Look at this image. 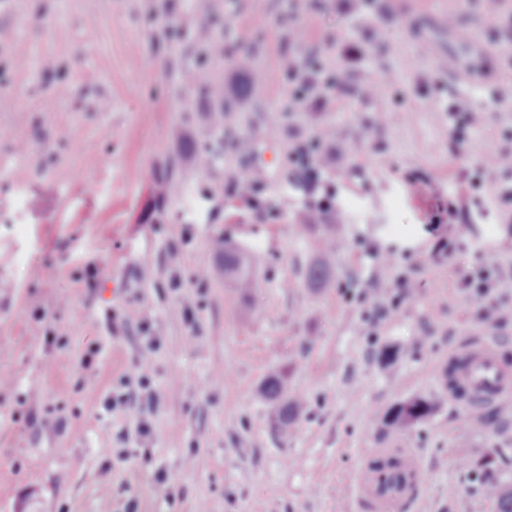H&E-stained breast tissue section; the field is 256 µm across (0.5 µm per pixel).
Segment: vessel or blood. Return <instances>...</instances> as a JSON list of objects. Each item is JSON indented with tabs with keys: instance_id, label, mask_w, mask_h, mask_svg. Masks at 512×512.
<instances>
[{
	"instance_id": "obj_1",
	"label": "vessel or blood",
	"mask_w": 512,
	"mask_h": 512,
	"mask_svg": "<svg viewBox=\"0 0 512 512\" xmlns=\"http://www.w3.org/2000/svg\"><path fill=\"white\" fill-rule=\"evenodd\" d=\"M461 361L460 392H449L451 403L467 407H498L512 402V365L499 354L497 343L479 334L468 346L448 353ZM367 455L396 457L392 466L376 468L368 463L357 470L347 492L356 512H420L425 496V474L415 449L371 448Z\"/></svg>"
}]
</instances>
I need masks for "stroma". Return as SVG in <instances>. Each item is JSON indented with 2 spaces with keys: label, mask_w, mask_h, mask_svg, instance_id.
Segmentation results:
<instances>
[{
  "label": "stroma",
  "mask_w": 512,
  "mask_h": 512,
  "mask_svg": "<svg viewBox=\"0 0 512 512\" xmlns=\"http://www.w3.org/2000/svg\"><path fill=\"white\" fill-rule=\"evenodd\" d=\"M222 60L183 35L200 0H7L0 28V512H354L346 489L367 448L416 449L427 475L424 512H496L474 476L482 448L500 451L496 480L512 484V406L468 409L441 395L450 350L479 328L459 280L476 258L512 266V209L486 186L470 199L481 158L504 146L512 102L495 108L485 84L436 66L493 54L512 70V0L491 28L483 0H216ZM471 30L459 48L441 18ZM378 42L345 59L346 42ZM343 70L330 112L290 105L297 56ZM224 80V101L200 96L183 69ZM461 94L485 113L456 149L442 106ZM264 153L261 193L275 216L231 196L248 157L214 127ZM335 132L323 188L336 208L311 213L292 175L299 143ZM183 174L167 196L168 171ZM462 209L439 223L438 201ZM246 253L248 294L220 273L213 242ZM469 249L438 255L445 243ZM182 248V288L169 244ZM335 251L329 281L305 273ZM408 274L412 295L376 337L363 334L375 256ZM111 279L89 284V271ZM194 323L184 319L185 308ZM161 346L162 394L147 455L115 463L131 427L102 399L138 377L139 327ZM396 349L388 367L379 350ZM92 355L91 367L82 358ZM286 376L305 415L288 438L270 428L264 379ZM434 393L431 417L408 431L383 426L397 401ZM62 419L61 430L42 420ZM174 490H153L157 472Z\"/></svg>",
  "instance_id": "obj_1"
}]
</instances>
